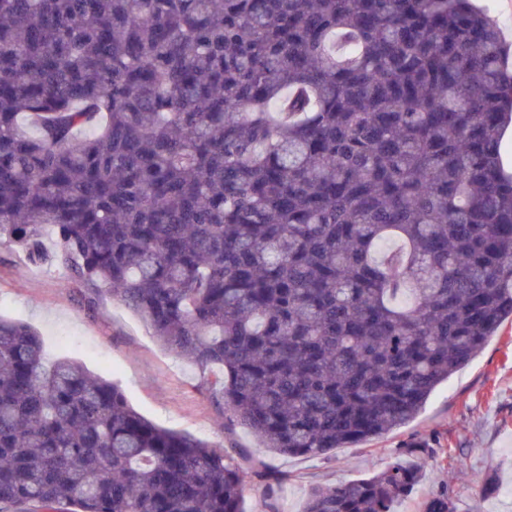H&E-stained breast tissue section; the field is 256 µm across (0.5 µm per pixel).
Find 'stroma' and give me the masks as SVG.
Segmentation results:
<instances>
[{
    "label": "stroma",
    "mask_w": 512,
    "mask_h": 512,
    "mask_svg": "<svg viewBox=\"0 0 512 512\" xmlns=\"http://www.w3.org/2000/svg\"><path fill=\"white\" fill-rule=\"evenodd\" d=\"M0 315L31 325L46 361L67 353L118 384L130 406L152 422L246 449L284 474L278 512H301L312 485L383 471L399 448L414 443L426 449L416 459L423 479L396 512H424V503L441 492L449 493L455 512H512V319L405 427L365 445L304 457L271 453L247 429L229 425L223 402L200 386L201 368L165 349L122 301L94 293L64 269L31 265L7 245H0ZM459 456L465 467H457ZM490 479L495 489L482 493Z\"/></svg>",
    "instance_id": "obj_1"
}]
</instances>
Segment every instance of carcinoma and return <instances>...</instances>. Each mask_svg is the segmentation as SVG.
<instances>
[{
    "instance_id": "1",
    "label": "carcinoma",
    "mask_w": 512,
    "mask_h": 512,
    "mask_svg": "<svg viewBox=\"0 0 512 512\" xmlns=\"http://www.w3.org/2000/svg\"><path fill=\"white\" fill-rule=\"evenodd\" d=\"M503 55L470 0H0V242L219 368L275 453L367 443L512 317ZM245 463L275 504L247 451L0 317V512H243ZM420 479L398 460L303 512H394Z\"/></svg>"
}]
</instances>
